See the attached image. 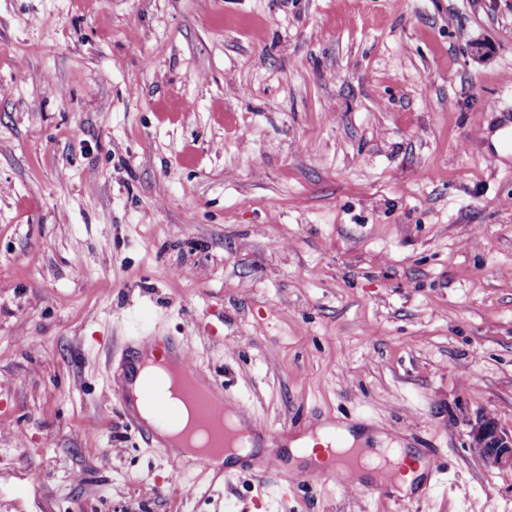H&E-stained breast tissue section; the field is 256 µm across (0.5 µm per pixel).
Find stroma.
Masks as SVG:
<instances>
[{"mask_svg": "<svg viewBox=\"0 0 512 512\" xmlns=\"http://www.w3.org/2000/svg\"><path fill=\"white\" fill-rule=\"evenodd\" d=\"M508 106L512 0H0V512H512ZM153 334L429 493L167 487L113 397ZM471 426V448L491 469L512 470V428L505 429L494 418L481 416Z\"/></svg>", "mask_w": 512, "mask_h": 512, "instance_id": "1", "label": "stroma"}]
</instances>
